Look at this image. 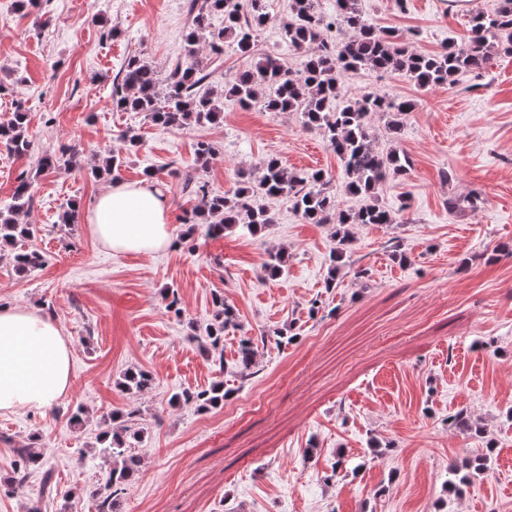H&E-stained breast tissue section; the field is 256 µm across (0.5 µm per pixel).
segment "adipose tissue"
I'll use <instances>...</instances> for the list:
<instances>
[{
	"label": "adipose tissue",
	"mask_w": 512,
	"mask_h": 512,
	"mask_svg": "<svg viewBox=\"0 0 512 512\" xmlns=\"http://www.w3.org/2000/svg\"><path fill=\"white\" fill-rule=\"evenodd\" d=\"M89 225L116 252L149 255L172 241L165 199L148 180L111 185L98 196ZM70 385L71 351L59 324L33 308H0V410H42Z\"/></svg>",
	"instance_id": "obj_1"
}]
</instances>
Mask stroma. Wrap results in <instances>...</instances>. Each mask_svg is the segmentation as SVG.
I'll use <instances>...</instances> for the list:
<instances>
[{
    "mask_svg": "<svg viewBox=\"0 0 512 512\" xmlns=\"http://www.w3.org/2000/svg\"><path fill=\"white\" fill-rule=\"evenodd\" d=\"M261 4L268 22L250 52L228 44L213 63L199 50L209 89L223 90L268 53L285 71L300 70L283 36L292 0ZM495 4L407 0L401 11L395 0H358L371 22L430 53L466 40L470 13ZM191 21L188 0H35L23 9L0 0V120L26 112L31 140L19 158L0 144V202L18 176L31 181L23 220L39 225L30 246L47 258L28 273L0 258V307L52 317L72 353L60 401L26 415L0 411V512H97L104 471L80 463L79 452L96 445L110 412L142 432L131 448L142 467L123 512H512V258L497 252L512 246V55L450 87L364 70L346 77L347 98L373 85L415 107L395 134L384 117L370 120L376 149L403 150L412 168L373 197L396 223L352 226L339 261L330 259L334 225L305 222L287 196L257 198L275 221L255 233L238 225L151 255L112 252L94 238L88 212L113 181L135 182L149 169L177 236L193 205L183 174L231 195L270 157L324 172L340 207L364 203L342 193L340 159L300 113L228 98L218 122L162 126L116 108L115 79L129 57L162 78L186 64ZM132 134L135 151L125 143ZM201 141L215 149L205 164ZM64 149L71 166L40 168ZM108 150L123 155L118 176L92 177ZM471 191L473 205L449 211V196ZM67 211L73 223H62ZM281 247L288 271L273 278L263 263ZM218 295L237 322L220 352L205 340ZM274 328L294 341L259 347L252 375L242 376L241 339ZM130 369L147 371L151 387L125 390ZM217 382L227 393L219 407L172 401ZM78 407L80 426L70 422ZM462 409L483 436L449 427ZM28 446L43 465L20 485L15 451ZM481 456L486 471L469 473L467 462Z\"/></svg>",
    "mask_w": 512,
    "mask_h": 512,
    "instance_id": "stroma-1",
    "label": "stroma"
}]
</instances>
